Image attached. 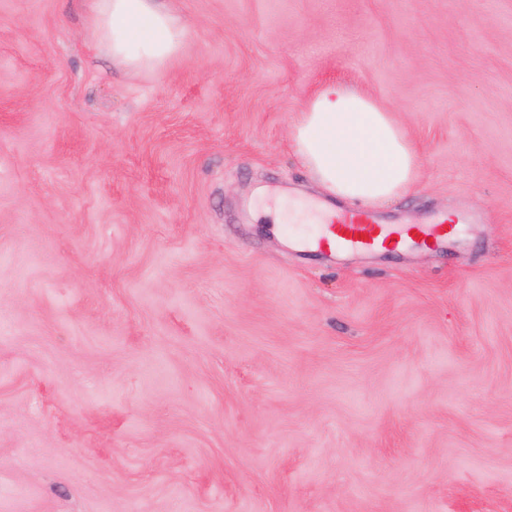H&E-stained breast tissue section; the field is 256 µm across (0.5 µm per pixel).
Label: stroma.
Returning <instances> with one entry per match:
<instances>
[{
    "instance_id": "stroma-1",
    "label": "stroma",
    "mask_w": 512,
    "mask_h": 512,
    "mask_svg": "<svg viewBox=\"0 0 512 512\" xmlns=\"http://www.w3.org/2000/svg\"><path fill=\"white\" fill-rule=\"evenodd\" d=\"M0 0V512H512V0ZM350 85L448 248L308 252L291 132ZM90 27L112 62L162 76L185 43L188 22L166 0H91Z\"/></svg>"
}]
</instances>
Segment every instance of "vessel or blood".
Here are the masks:
<instances>
[{"label": "vessel or blood", "instance_id": "obj_1", "mask_svg": "<svg viewBox=\"0 0 512 512\" xmlns=\"http://www.w3.org/2000/svg\"><path fill=\"white\" fill-rule=\"evenodd\" d=\"M467 221V216L461 215L453 224L440 218L429 224H382L367 212L336 211L330 223L318 225L301 244L323 251H374L428 243L439 246L459 233Z\"/></svg>", "mask_w": 512, "mask_h": 512}]
</instances>
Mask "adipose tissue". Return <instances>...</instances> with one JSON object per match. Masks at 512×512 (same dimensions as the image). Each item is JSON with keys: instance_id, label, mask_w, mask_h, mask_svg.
I'll use <instances>...</instances> for the list:
<instances>
[{"instance_id": "obj_1", "label": "adipose tissue", "mask_w": 512, "mask_h": 512, "mask_svg": "<svg viewBox=\"0 0 512 512\" xmlns=\"http://www.w3.org/2000/svg\"><path fill=\"white\" fill-rule=\"evenodd\" d=\"M90 27L113 62L163 75L188 22L166 0H92ZM296 156L327 196L374 209L411 192L418 154L407 132L366 95L323 85L292 130Z\"/></svg>"}]
</instances>
